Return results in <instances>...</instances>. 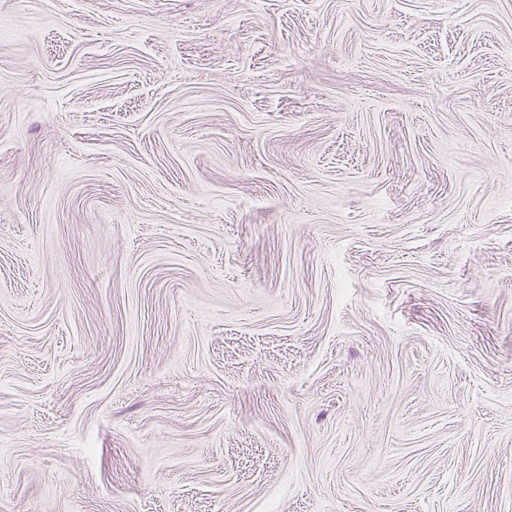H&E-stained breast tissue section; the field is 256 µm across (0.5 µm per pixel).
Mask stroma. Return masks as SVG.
Returning a JSON list of instances; mask_svg holds the SVG:
<instances>
[{"label":"stroma","instance_id":"35a3bbf8","mask_svg":"<svg viewBox=\"0 0 512 512\" xmlns=\"http://www.w3.org/2000/svg\"><path fill=\"white\" fill-rule=\"evenodd\" d=\"M0 512H512V0H0Z\"/></svg>","mask_w":512,"mask_h":512}]
</instances>
